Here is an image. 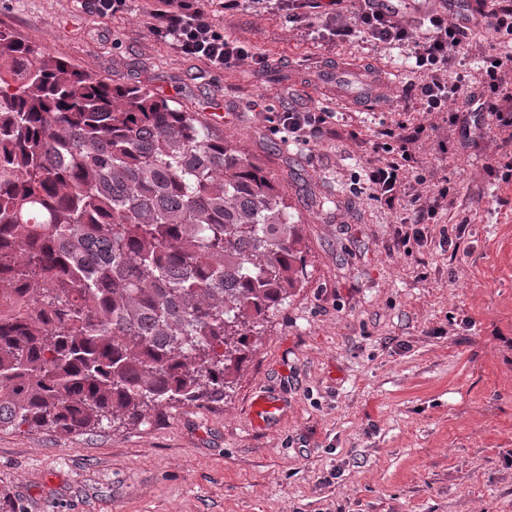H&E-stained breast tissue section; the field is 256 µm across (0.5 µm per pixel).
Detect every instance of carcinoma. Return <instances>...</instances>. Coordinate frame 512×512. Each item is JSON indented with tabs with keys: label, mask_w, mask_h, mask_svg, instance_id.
I'll list each match as a JSON object with an SVG mask.
<instances>
[{
	"label": "carcinoma",
	"mask_w": 512,
	"mask_h": 512,
	"mask_svg": "<svg viewBox=\"0 0 512 512\" xmlns=\"http://www.w3.org/2000/svg\"><path fill=\"white\" fill-rule=\"evenodd\" d=\"M286 191L170 99L0 29V428L224 400L301 282Z\"/></svg>",
	"instance_id": "1"
}]
</instances>
